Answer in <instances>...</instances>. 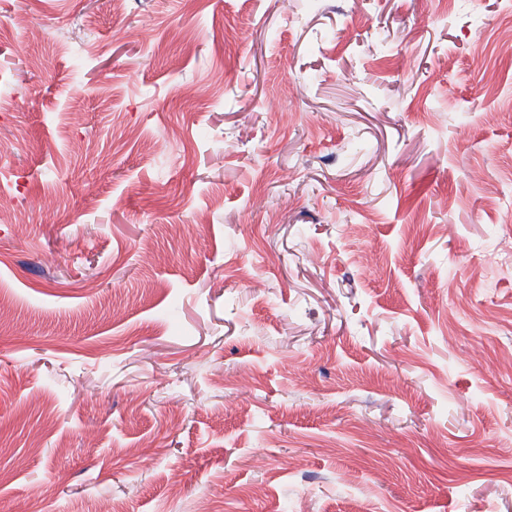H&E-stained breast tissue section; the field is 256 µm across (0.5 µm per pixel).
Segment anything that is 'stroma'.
Here are the masks:
<instances>
[{
	"label": "stroma",
	"mask_w": 512,
	"mask_h": 512,
	"mask_svg": "<svg viewBox=\"0 0 512 512\" xmlns=\"http://www.w3.org/2000/svg\"><path fill=\"white\" fill-rule=\"evenodd\" d=\"M511 25L0 0V512H512Z\"/></svg>",
	"instance_id": "obj_1"
}]
</instances>
